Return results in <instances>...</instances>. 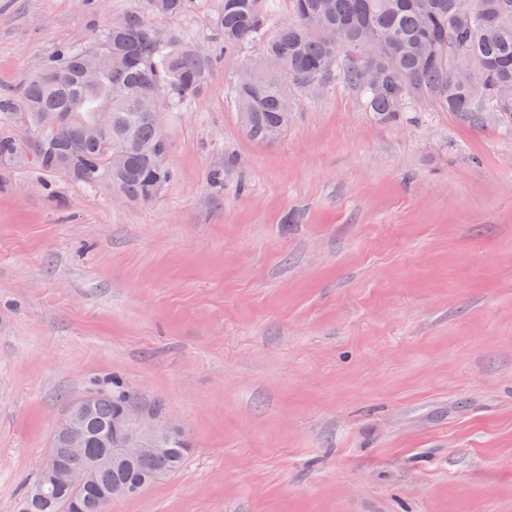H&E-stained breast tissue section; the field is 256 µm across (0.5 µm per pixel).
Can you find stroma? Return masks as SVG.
Returning a JSON list of instances; mask_svg holds the SVG:
<instances>
[{"label": "stroma", "mask_w": 512, "mask_h": 512, "mask_svg": "<svg viewBox=\"0 0 512 512\" xmlns=\"http://www.w3.org/2000/svg\"><path fill=\"white\" fill-rule=\"evenodd\" d=\"M137 4L0 0V93ZM217 4L160 24L214 50ZM259 54L162 113L151 202L0 160V512L114 378L192 450L107 512H512V129L338 82L255 142Z\"/></svg>", "instance_id": "35a3bbf8"}]
</instances>
